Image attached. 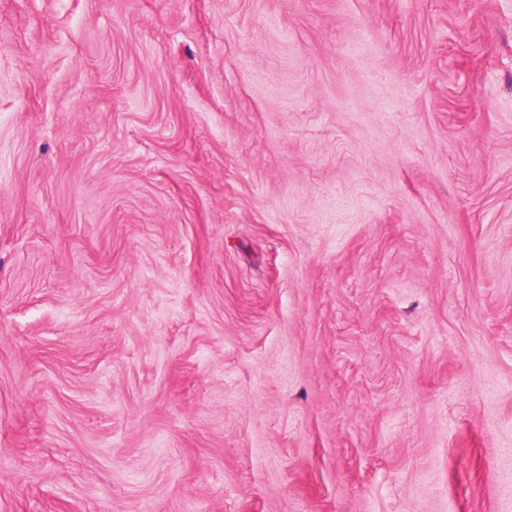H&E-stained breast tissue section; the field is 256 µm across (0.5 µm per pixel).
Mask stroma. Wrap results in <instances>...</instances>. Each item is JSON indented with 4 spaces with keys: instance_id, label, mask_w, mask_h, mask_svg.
<instances>
[{
    "instance_id": "obj_1",
    "label": "stroma",
    "mask_w": 512,
    "mask_h": 512,
    "mask_svg": "<svg viewBox=\"0 0 512 512\" xmlns=\"http://www.w3.org/2000/svg\"><path fill=\"white\" fill-rule=\"evenodd\" d=\"M0 512H512V0H0Z\"/></svg>"
}]
</instances>
